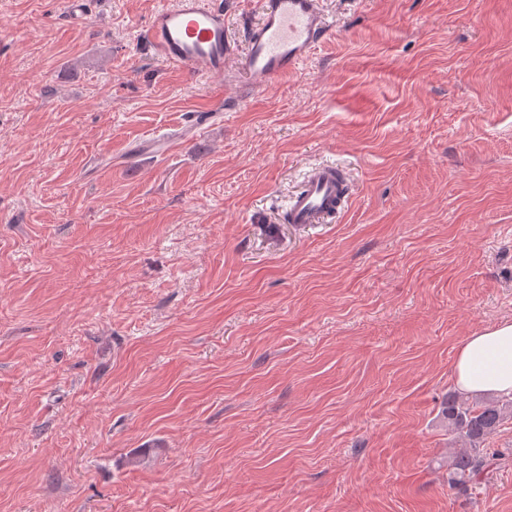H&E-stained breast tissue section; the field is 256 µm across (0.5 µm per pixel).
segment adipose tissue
Returning a JSON list of instances; mask_svg holds the SVG:
<instances>
[{
	"label": "adipose tissue",
	"instance_id": "ef3b65f1",
	"mask_svg": "<svg viewBox=\"0 0 512 512\" xmlns=\"http://www.w3.org/2000/svg\"><path fill=\"white\" fill-rule=\"evenodd\" d=\"M451 378L458 391L470 396L512 398V321L465 337Z\"/></svg>",
	"mask_w": 512,
	"mask_h": 512
}]
</instances>
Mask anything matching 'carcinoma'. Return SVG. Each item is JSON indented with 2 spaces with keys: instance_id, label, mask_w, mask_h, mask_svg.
Returning <instances> with one entry per match:
<instances>
[{
  "instance_id": "cac0c4a2",
  "label": "carcinoma",
  "mask_w": 512,
  "mask_h": 512,
  "mask_svg": "<svg viewBox=\"0 0 512 512\" xmlns=\"http://www.w3.org/2000/svg\"><path fill=\"white\" fill-rule=\"evenodd\" d=\"M441 416L448 430L462 443L448 471V483L466 492L502 464L501 454L487 448L486 441L505 422L512 420V399L496 397L471 402L453 393L443 403Z\"/></svg>"
}]
</instances>
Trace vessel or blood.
I'll use <instances>...</instances> for the list:
<instances>
[{
    "label": "vessel or blood",
    "mask_w": 512,
    "mask_h": 512,
    "mask_svg": "<svg viewBox=\"0 0 512 512\" xmlns=\"http://www.w3.org/2000/svg\"><path fill=\"white\" fill-rule=\"evenodd\" d=\"M258 8V23L239 38L224 23L221 0H168L152 13L140 38L158 59L187 75H221L234 67L249 89L263 90L296 74L329 29L320 0H259ZM350 194L335 166H314L289 201L288 221L324 223Z\"/></svg>",
    "instance_id": "1"
}]
</instances>
